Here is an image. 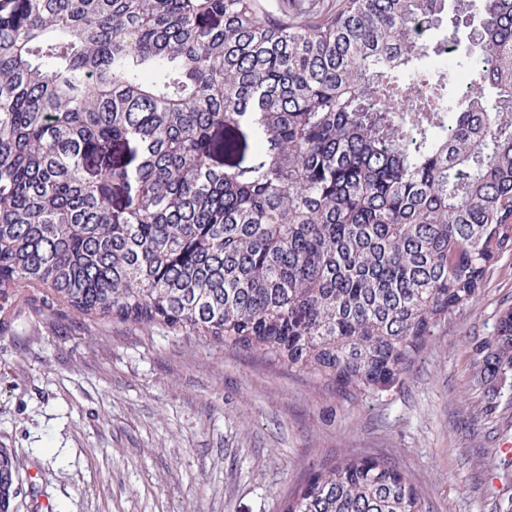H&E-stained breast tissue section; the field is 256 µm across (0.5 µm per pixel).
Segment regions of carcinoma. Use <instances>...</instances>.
I'll return each mask as SVG.
<instances>
[{
	"mask_svg": "<svg viewBox=\"0 0 512 512\" xmlns=\"http://www.w3.org/2000/svg\"><path fill=\"white\" fill-rule=\"evenodd\" d=\"M450 52L464 88L421 66ZM511 247L512 0H0L2 311L37 289L356 397ZM477 351L492 414L512 307ZM18 480L0 448V512ZM280 512L425 506L392 458L347 454Z\"/></svg>",
	"mask_w": 512,
	"mask_h": 512,
	"instance_id": "cac0c4a2",
	"label": "carcinoma"
}]
</instances>
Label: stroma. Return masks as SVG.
I'll list each match as a JSON object with an SVG mask.
<instances>
[{"mask_svg": "<svg viewBox=\"0 0 512 512\" xmlns=\"http://www.w3.org/2000/svg\"><path fill=\"white\" fill-rule=\"evenodd\" d=\"M510 306L512 250L393 386L347 398L241 348L83 320L29 293L0 312L14 512H278L317 464L355 452L392 458L427 512H500L512 394L484 417L470 376Z\"/></svg>", "mask_w": 512, "mask_h": 512, "instance_id": "1", "label": "stroma"}]
</instances>
